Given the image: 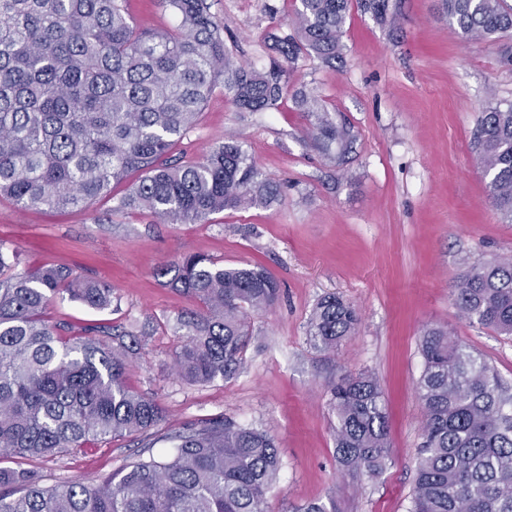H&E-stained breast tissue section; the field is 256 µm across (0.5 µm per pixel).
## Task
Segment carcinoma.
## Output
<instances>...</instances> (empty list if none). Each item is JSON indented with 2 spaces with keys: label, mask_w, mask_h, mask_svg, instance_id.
Instances as JSON below:
<instances>
[{
  "label": "carcinoma",
  "mask_w": 512,
  "mask_h": 512,
  "mask_svg": "<svg viewBox=\"0 0 512 512\" xmlns=\"http://www.w3.org/2000/svg\"><path fill=\"white\" fill-rule=\"evenodd\" d=\"M177 30H141L122 0H0V197L22 208L85 209L135 174L120 205L164 224H201L226 209L266 205L280 191L241 143L228 137L201 161L170 160L218 86L243 112H264L283 94L285 66L240 65L224 46L207 0H160ZM391 0H363L386 19ZM466 38L512 30L507 0H445ZM351 0H299L294 36L276 40L286 66L301 55L342 56ZM298 109L333 160L353 135L304 91ZM475 147L492 206L512 223V104L481 113ZM0 244V459H40L84 444L144 434L163 420L160 406L125 383L122 334L88 328L65 339L46 317L56 294L89 309L112 304V288L55 265L13 272ZM170 284L199 309L176 317L185 342L173 356L189 383L236 375L250 313L279 299L259 267H226L184 254L161 266ZM452 305L471 323L512 336V260L470 265ZM355 308L328 295L313 308L307 333L331 352L358 325ZM417 383L423 442L407 512H512V395L496 370L446 327L424 330ZM336 457L353 476H379L390 459L379 380L346 376L331 387ZM161 458L135 462L97 485L42 483L37 471L0 467V512H265L281 460L274 439L230 418L207 420L171 437Z\"/></svg>",
  "instance_id": "obj_1"
}]
</instances>
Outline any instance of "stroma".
Segmentation results:
<instances>
[{
	"mask_svg": "<svg viewBox=\"0 0 512 512\" xmlns=\"http://www.w3.org/2000/svg\"><path fill=\"white\" fill-rule=\"evenodd\" d=\"M227 49L247 67L278 57L274 37L294 34L295 0H210ZM394 20L378 23L352 5L341 60L303 56L283 78L277 105L240 111L223 88L205 102L175 159L196 161L239 137L263 176L280 188L271 207L226 210L204 224H162L123 209L127 183L90 208L23 209L0 198V242L20 267L59 264L108 283L111 309L91 310L60 293L52 323L137 329L129 387L154 398L165 417L146 436L92 441L82 451L32 461L45 483L96 484L143 451L160 456L192 423L229 417L276 439L282 469L266 512H299L312 501L337 512H407L422 442L419 336L447 327L512 386V338L460 318L451 292L469 265L512 255V224L488 196L473 133L481 112L512 103V34L464 38L443 0H391ZM138 28L175 29L159 0H124ZM317 95L355 135L343 164L330 162L294 102ZM193 253L227 266H258L280 285L275 306L253 315L243 363L229 380L189 384L173 371L183 341L175 317L197 302L157 269ZM342 296L359 315L336 351L313 347L306 324L317 300ZM374 373L390 424V460L377 478L344 473L336 461L329 388L344 375Z\"/></svg>",
	"mask_w": 512,
	"mask_h": 512,
	"instance_id": "stroma-1",
	"label": "stroma"
}]
</instances>
